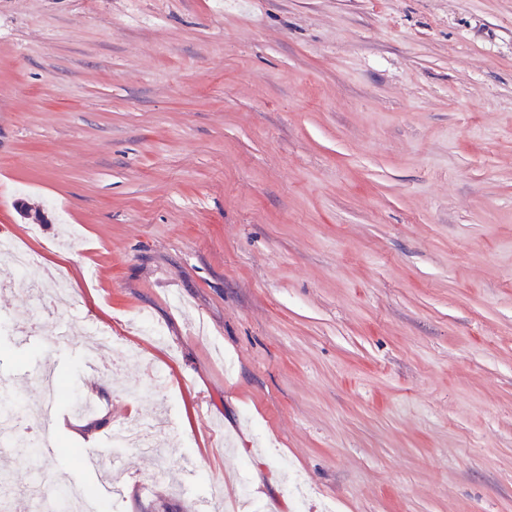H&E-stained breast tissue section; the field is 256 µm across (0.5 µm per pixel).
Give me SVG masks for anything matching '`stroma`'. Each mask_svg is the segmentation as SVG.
Masks as SVG:
<instances>
[{
    "instance_id": "stroma-1",
    "label": "stroma",
    "mask_w": 512,
    "mask_h": 512,
    "mask_svg": "<svg viewBox=\"0 0 512 512\" xmlns=\"http://www.w3.org/2000/svg\"><path fill=\"white\" fill-rule=\"evenodd\" d=\"M2 235L0 380L91 403L45 465L111 512H512V0H0ZM0 263L7 265L15 272L17 278H26L33 274V263L30 257L20 253L7 238L0 237ZM146 427L144 424H137L133 421L123 423L113 431V445L116 447L134 445L138 448H156L152 433ZM105 457V458H104ZM117 459L113 456H103L98 463V480L102 491L109 498H118L123 494V488L112 478V468H116Z\"/></svg>"
}]
</instances>
